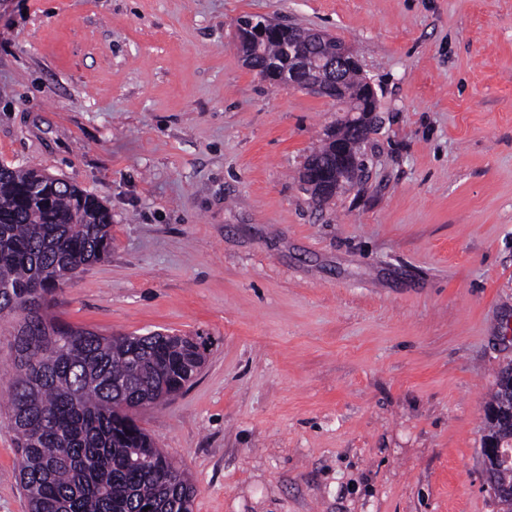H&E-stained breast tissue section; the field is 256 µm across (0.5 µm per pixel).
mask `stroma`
<instances>
[{
  "mask_svg": "<svg viewBox=\"0 0 512 512\" xmlns=\"http://www.w3.org/2000/svg\"><path fill=\"white\" fill-rule=\"evenodd\" d=\"M341 38L377 95L365 170L301 174L344 121L245 65L236 21ZM0 164L101 200L76 328L203 342L140 426L193 512H500L483 412L512 361V0H0ZM0 512H27L7 426Z\"/></svg>",
  "mask_w": 512,
  "mask_h": 512,
  "instance_id": "1",
  "label": "stroma"
}]
</instances>
